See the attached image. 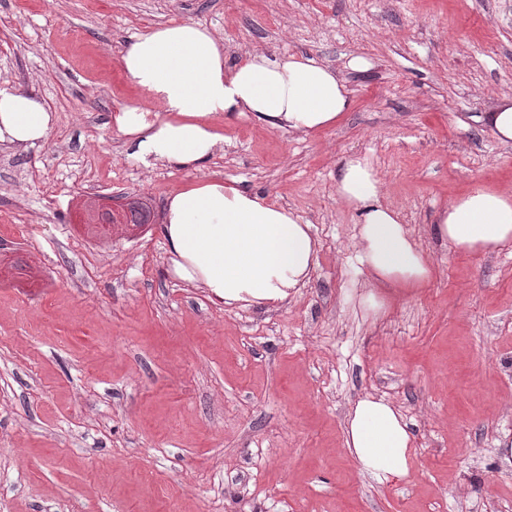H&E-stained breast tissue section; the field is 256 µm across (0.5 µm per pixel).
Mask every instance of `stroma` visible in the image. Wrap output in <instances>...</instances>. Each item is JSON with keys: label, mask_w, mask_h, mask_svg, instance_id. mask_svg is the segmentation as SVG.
<instances>
[{"label": "stroma", "mask_w": 512, "mask_h": 512, "mask_svg": "<svg viewBox=\"0 0 512 512\" xmlns=\"http://www.w3.org/2000/svg\"><path fill=\"white\" fill-rule=\"evenodd\" d=\"M189 20L230 65L334 67L350 110L305 139L222 115L201 170L143 168L112 127L138 98L118 60ZM0 82L58 117L44 143L0 144V235L28 227L0 247V512H512V245L461 255L432 232L451 198L512 188V144L480 121L512 98V0H0ZM352 155L436 270L380 315L336 190ZM205 177L311 224L319 266L286 305L219 306L172 275L165 201ZM129 196L153 223H90ZM367 394L413 435L403 480L345 446Z\"/></svg>", "instance_id": "1"}]
</instances>
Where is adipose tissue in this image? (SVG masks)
<instances>
[{
	"label": "adipose tissue",
	"mask_w": 512,
	"mask_h": 512,
	"mask_svg": "<svg viewBox=\"0 0 512 512\" xmlns=\"http://www.w3.org/2000/svg\"><path fill=\"white\" fill-rule=\"evenodd\" d=\"M140 101L122 106L112 125L144 167L197 170L224 147L219 114L250 113L262 125L304 137L330 128L351 106L331 67L302 56L261 51L226 65L224 41L191 22L160 24L136 35L119 59ZM57 118L31 91L0 84V143L27 149L45 142ZM338 195L362 220L355 260L367 277L363 302L384 312L398 295L427 285L435 268L381 202L382 182L365 158L343 160ZM435 236L463 255L512 244V193L476 187L442 210ZM162 233L171 269L217 305H280L309 281L319 260L310 224L291 209L236 183L212 178L167 198ZM345 445L379 483L409 473L413 437L394 406L368 395L351 409Z\"/></svg>",
	"instance_id": "adipose-tissue-1"
}]
</instances>
